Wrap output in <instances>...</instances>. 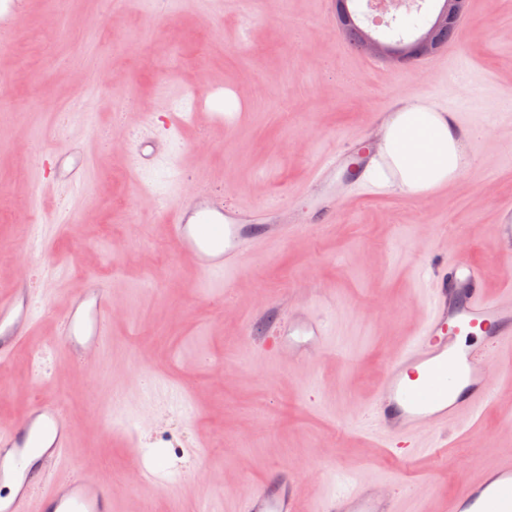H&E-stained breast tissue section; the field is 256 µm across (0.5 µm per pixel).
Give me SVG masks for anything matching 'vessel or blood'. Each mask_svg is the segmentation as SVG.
<instances>
[{
	"label": "vessel or blood",
	"instance_id": "b4317fda",
	"mask_svg": "<svg viewBox=\"0 0 512 512\" xmlns=\"http://www.w3.org/2000/svg\"><path fill=\"white\" fill-rule=\"evenodd\" d=\"M129 156L139 171L155 167L170 153L168 132L151 118L128 132ZM88 145L62 140L49 156V182L77 195L89 182ZM352 152L327 154L310 174L320 209L335 210L345 176L356 169L365 178L374 156ZM165 210L166 232L179 255L190 258L202 277L223 288L243 269L261 244H281L308 224L280 201L258 210L232 208L223 195L196 191L174 199H152ZM35 283L31 274L13 276L0 296V363L24 347L36 325ZM430 304L416 336L390 360L377 387L369 415L391 447L412 450V441L432 430L438 441L474 417L497 388L496 361L512 352V290L490 295L482 267L464 250L449 253L435 270ZM276 338L277 358L315 361L331 346L321 316L266 304L260 310ZM115 307L101 278L84 279L67 296L55 319L56 336L68 361L85 366L88 352H102L112 337ZM75 433L60 405L41 402L20 419L0 427V512H112L110 483L72 469L67 463ZM301 481L293 466L278 468L257 483L243 512H297ZM318 512H400L398 499L371 481L358 482L345 494L325 497ZM448 512H512V452L481 479L465 481Z\"/></svg>",
	"mask_w": 512,
	"mask_h": 512
}]
</instances>
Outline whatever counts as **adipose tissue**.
I'll return each mask as SVG.
<instances>
[{"instance_id":"ef3b65f1","label":"adipose tissue","mask_w":512,"mask_h":512,"mask_svg":"<svg viewBox=\"0 0 512 512\" xmlns=\"http://www.w3.org/2000/svg\"><path fill=\"white\" fill-rule=\"evenodd\" d=\"M466 139V132L448 116L423 103H406L382 128L378 152L399 173L392 188L417 197L459 177L465 165Z\"/></svg>"}]
</instances>
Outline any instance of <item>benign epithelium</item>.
Listing matches in <instances>:
<instances>
[{
    "label": "benign epithelium",
    "mask_w": 512,
    "mask_h": 512,
    "mask_svg": "<svg viewBox=\"0 0 512 512\" xmlns=\"http://www.w3.org/2000/svg\"><path fill=\"white\" fill-rule=\"evenodd\" d=\"M464 7L465 0H448V4L445 5L434 25L423 29L416 41L410 45L381 40L365 31L362 35V51L396 66L434 54L440 50L438 30L456 23Z\"/></svg>",
    "instance_id": "benign-epithelium-1"
}]
</instances>
